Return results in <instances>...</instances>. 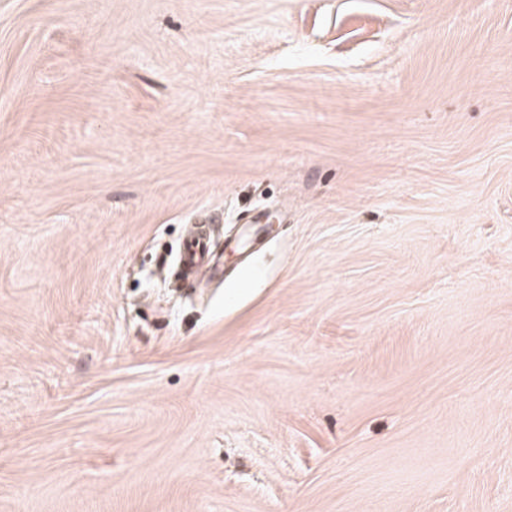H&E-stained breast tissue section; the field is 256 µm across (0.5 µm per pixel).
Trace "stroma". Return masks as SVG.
<instances>
[{
  "instance_id": "obj_1",
  "label": "stroma",
  "mask_w": 512,
  "mask_h": 512,
  "mask_svg": "<svg viewBox=\"0 0 512 512\" xmlns=\"http://www.w3.org/2000/svg\"><path fill=\"white\" fill-rule=\"evenodd\" d=\"M0 512H512V0H0ZM211 245V237L206 230L197 228L191 234L180 258V263L187 273L192 274L203 264L210 254Z\"/></svg>"
}]
</instances>
